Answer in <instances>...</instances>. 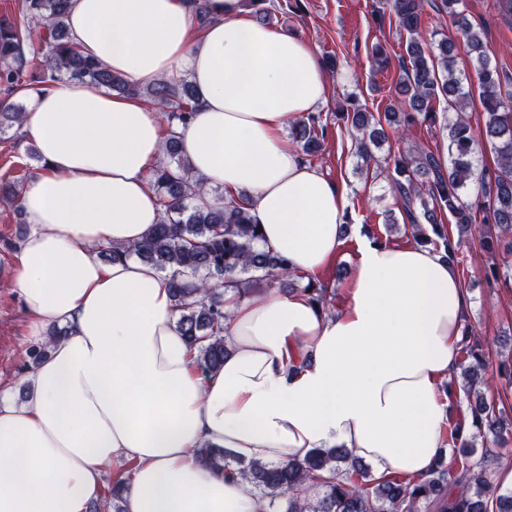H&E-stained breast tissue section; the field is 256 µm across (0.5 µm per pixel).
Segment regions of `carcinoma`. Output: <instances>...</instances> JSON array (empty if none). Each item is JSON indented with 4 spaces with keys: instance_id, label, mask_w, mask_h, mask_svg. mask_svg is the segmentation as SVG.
Instances as JSON below:
<instances>
[{
    "instance_id": "obj_1",
    "label": "carcinoma",
    "mask_w": 512,
    "mask_h": 512,
    "mask_svg": "<svg viewBox=\"0 0 512 512\" xmlns=\"http://www.w3.org/2000/svg\"><path fill=\"white\" fill-rule=\"evenodd\" d=\"M444 10L477 62L483 126L474 128L466 115L470 89L455 67L456 38L442 34L424 40L423 0H386L389 13L409 35L405 62L399 74L401 98L379 114L357 109L351 117V136L358 155L370 165L378 163L373 149L388 138L420 122H432L431 105L442 97L448 103V160L440 154L418 151L385 160L392 169V190L403 221L414 240L444 251L459 263L466 238L494 226L502 235L504 251L512 250V78L500 76L483 50L480 31L465 12V0H441ZM70 0H22L19 16H0V133L22 129L26 112L17 94L37 82L46 89L59 81H78L142 100L158 109L166 123V159L151 169L150 186L163 206L160 223L153 225L139 244L100 248L104 261L134 255L152 263L169 277L178 326L190 346L197 349L199 369L208 373L224 365V294L241 293L265 283L288 284L310 295L324 311L332 310L328 286L290 271L288 261L260 250L258 224L249 215L245 199L222 208L198 203L205 192L192 175L188 159L179 150L177 128L187 125L201 105L192 83L185 79L158 80L132 85L102 63L81 53L70 39ZM38 73H29L34 61ZM291 136L302 152L321 151L327 125L320 114L291 123ZM498 157L493 171L479 172L474 156L484 145ZM23 178L0 181V199L20 202ZM451 218L443 223L442 216ZM66 329L51 327L46 339L28 349L38 361ZM476 330L466 324L461 353L471 427L457 423L449 432L460 462L454 470L435 461L421 478L371 474L343 447L316 448L304 458L287 463L244 462L224 448L197 449L198 458L212 469L236 477L267 501L271 512H512V489L502 487L490 467L491 449L475 457L477 438L492 437L499 444L512 436V413L485 393L470 399L474 386L483 383L488 369L486 352L474 343ZM132 469L117 474L104 489L112 512L122 508L124 484Z\"/></svg>"
}]
</instances>
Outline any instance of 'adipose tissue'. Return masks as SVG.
I'll use <instances>...</instances> for the list:
<instances>
[{
    "instance_id": "adipose-tissue-1",
    "label": "adipose tissue",
    "mask_w": 512,
    "mask_h": 512,
    "mask_svg": "<svg viewBox=\"0 0 512 512\" xmlns=\"http://www.w3.org/2000/svg\"><path fill=\"white\" fill-rule=\"evenodd\" d=\"M72 0L83 55L129 83L187 76L202 102L179 135L210 207L246 196L260 248L321 275L342 246L344 191L285 135L329 96L322 60L297 36L253 20L242 0ZM25 137L44 163L21 198L30 230L14 282L33 341L65 326L27 378L0 391V512H89L105 468H135L125 512H261L196 451L283 463L342 446L381 474H425L450 421L442 389L458 367L469 294L441 251L362 242L335 312L307 294L227 296V355L201 373L154 265L102 262L160 220L146 172L166 133L146 103L81 83L25 90Z\"/></svg>"
}]
</instances>
